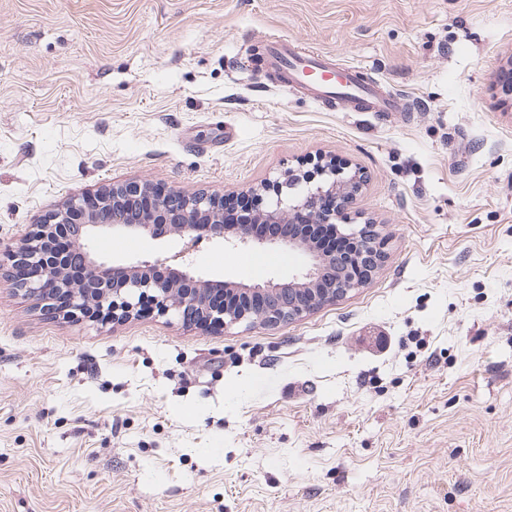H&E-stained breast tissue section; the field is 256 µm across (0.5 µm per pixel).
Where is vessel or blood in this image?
<instances>
[{"mask_svg": "<svg viewBox=\"0 0 512 512\" xmlns=\"http://www.w3.org/2000/svg\"><path fill=\"white\" fill-rule=\"evenodd\" d=\"M269 54L284 83L301 88L314 99L343 100L364 112H387L402 105L397 95L382 93L374 82L361 78L356 68L336 70L321 52L275 39L269 44Z\"/></svg>", "mask_w": 512, "mask_h": 512, "instance_id": "1", "label": "vessel or blood"}]
</instances>
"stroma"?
Segmentation results:
<instances>
[{"label":"stroma","instance_id":"1","mask_svg":"<svg viewBox=\"0 0 512 512\" xmlns=\"http://www.w3.org/2000/svg\"><path fill=\"white\" fill-rule=\"evenodd\" d=\"M272 35L413 111L279 86ZM511 67L512 0H0L1 253L73 194H237L321 155L384 243L363 287L275 328L65 319L0 262V512H512ZM188 261L247 282L303 258Z\"/></svg>","mask_w":512,"mask_h":512}]
</instances>
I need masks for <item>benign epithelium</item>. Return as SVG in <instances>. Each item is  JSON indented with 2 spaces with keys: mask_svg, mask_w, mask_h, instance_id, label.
<instances>
[{
  "mask_svg": "<svg viewBox=\"0 0 512 512\" xmlns=\"http://www.w3.org/2000/svg\"><path fill=\"white\" fill-rule=\"evenodd\" d=\"M362 179L336 168V160L322 159L299 172L269 177L251 188L250 214L237 224L224 220V196L198 192L191 195L154 192L138 183L103 186L93 194L69 197L47 213L9 254L15 275L11 288L28 298L45 302L66 319H85L115 324L148 311L158 316L176 315L186 324L200 327L255 323L273 327L297 319L314 308L334 303L365 278L324 256L300 237L260 238L256 224L288 225L296 220L335 223L348 204L357 199ZM331 197L339 207L327 212L322 200ZM176 233L193 243L207 238L252 249H277L305 256L303 270L287 281L262 283L224 282L237 294L227 307L211 300V280L189 270L177 271L168 281L150 275L156 263L135 260L123 267L110 265L93 247L107 235L148 234L160 239ZM359 252L358 265L372 273L382 259L370 227L349 233ZM65 237L70 248L62 252L56 241ZM81 252L85 277L72 285L65 279L73 253Z\"/></svg>",
  "mask_w": 512,
  "mask_h": 512,
  "instance_id": "obj_1",
  "label": "benign epithelium"
}]
</instances>
